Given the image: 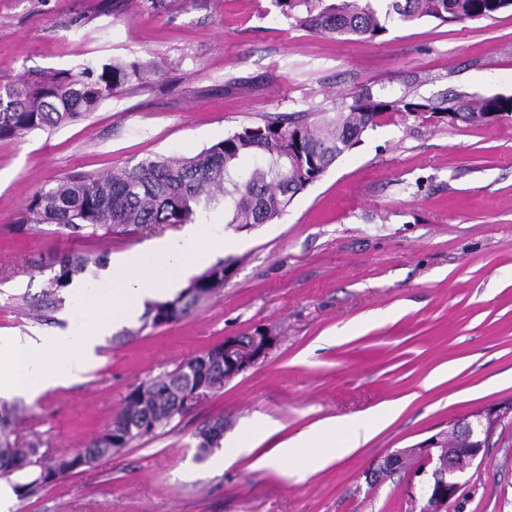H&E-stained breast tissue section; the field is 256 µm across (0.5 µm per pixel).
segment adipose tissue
<instances>
[{
	"label": "adipose tissue",
	"instance_id": "1",
	"mask_svg": "<svg viewBox=\"0 0 512 512\" xmlns=\"http://www.w3.org/2000/svg\"><path fill=\"white\" fill-rule=\"evenodd\" d=\"M220 249V243L209 236L205 225H188L178 237L154 245L157 265L146 264L136 254L113 261L106 271L112 279L111 292L88 302L93 324L90 331L47 334L35 330L22 336H0V398L33 399L81 379L99 361L98 349L115 326L138 316L146 301L175 290L206 257ZM401 410V405L394 403L340 424L319 423L281 441L272 453L259 457L254 466H288L300 471L323 467L358 448Z\"/></svg>",
	"mask_w": 512,
	"mask_h": 512
}]
</instances>
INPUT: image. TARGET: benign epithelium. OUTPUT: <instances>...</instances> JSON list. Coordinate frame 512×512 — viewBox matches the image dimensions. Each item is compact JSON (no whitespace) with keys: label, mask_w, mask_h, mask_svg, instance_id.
Masks as SVG:
<instances>
[{"label":"benign epithelium","mask_w":512,"mask_h":512,"mask_svg":"<svg viewBox=\"0 0 512 512\" xmlns=\"http://www.w3.org/2000/svg\"><path fill=\"white\" fill-rule=\"evenodd\" d=\"M276 345V337L259 328L247 336L224 337L219 356L216 388L246 372L268 357ZM512 415V403H499L479 408L456 417L442 430L409 448L390 452L376 460L368 474L377 482L403 470L410 460L418 462L411 471L410 488L418 512H447L448 504L458 498L467 483L466 473L482 461L486 443L495 426ZM466 439L463 448L445 447L447 434Z\"/></svg>","instance_id":"obj_1"}]
</instances>
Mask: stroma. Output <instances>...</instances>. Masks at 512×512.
Instances as JSON below:
<instances>
[{
    "label": "stroma",
    "instance_id": "obj_1",
    "mask_svg": "<svg viewBox=\"0 0 512 512\" xmlns=\"http://www.w3.org/2000/svg\"><path fill=\"white\" fill-rule=\"evenodd\" d=\"M166 61L96 111L0 141V334L90 326L84 288L106 295L101 267L128 253L155 264L178 228L78 237L13 229L34 193L154 155L191 156L242 127L291 112L334 117L340 94L512 95V10L463 24L393 20L375 41L296 27L271 0H0V83L85 60ZM231 259L224 286L184 318L116 329L84 379L28 400L16 432L43 452L102 432L128 392L258 328L278 342L247 372L206 391L186 415L122 454L17 499L13 512H415L408 474L368 483L386 453L451 418L512 399V120L426 124L388 115L298 194L272 224L236 228L202 212ZM91 256L61 305L31 314L51 258ZM431 388H424L426 379ZM400 401L364 444L303 476L252 460L320 422ZM276 433L224 465L198 459V432L224 421L235 441L256 416ZM448 512H512V419Z\"/></svg>",
    "mask_w": 512,
    "mask_h": 512
}]
</instances>
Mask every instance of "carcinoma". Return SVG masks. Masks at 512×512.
<instances>
[{"mask_svg":"<svg viewBox=\"0 0 512 512\" xmlns=\"http://www.w3.org/2000/svg\"><path fill=\"white\" fill-rule=\"evenodd\" d=\"M295 26L314 33L376 40L388 32L394 14L411 22L425 18L442 24L464 23L512 9V0H387L382 11L375 0H271ZM157 73L153 61L90 60L76 69L45 78L22 75L0 84V141L22 139L48 126L66 123L95 111L131 81L139 83ZM453 113V120L475 124L484 112L512 118V95L451 97L432 103L405 95L388 97L369 89L340 98L335 117L311 122L292 112L246 126L192 156L147 157L134 165L80 179L65 178L36 192L27 204L25 222L54 224L70 235L143 232L156 227L193 224L199 207L224 203L227 223L246 227L271 224L291 201L318 181L336 160L356 148L363 135L386 114L402 117ZM92 258L69 254L55 258L58 267L49 286L34 300L35 310L61 302L59 293L82 273ZM226 267L208 268L193 281V290L150 306L154 327L174 322L224 286ZM216 344L181 363L178 373L166 374L133 388L107 428L83 444L85 451L47 454L41 436L31 432L13 438L20 405L0 404V477L16 473L14 489L22 498L39 495L47 486L116 455L132 442L156 435L177 416L190 411L186 398L213 381ZM224 419L197 434V458L220 447Z\"/></svg>","mask_w":512,"mask_h":512,"instance_id":"carcinoma-1","label":"carcinoma"}]
</instances>
